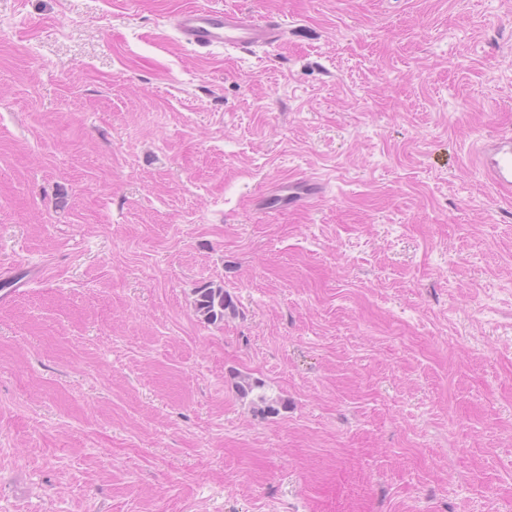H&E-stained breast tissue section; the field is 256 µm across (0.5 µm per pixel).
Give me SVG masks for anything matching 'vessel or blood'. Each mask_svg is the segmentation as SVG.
Returning <instances> with one entry per match:
<instances>
[{
	"label": "vessel or blood",
	"instance_id": "b4317fda",
	"mask_svg": "<svg viewBox=\"0 0 512 512\" xmlns=\"http://www.w3.org/2000/svg\"><path fill=\"white\" fill-rule=\"evenodd\" d=\"M173 28L185 44L200 50L224 48L252 52L282 41L287 24L277 17H257L237 9L190 7L179 11ZM478 163L483 177L500 189L512 188V134L482 143Z\"/></svg>",
	"mask_w": 512,
	"mask_h": 512
}]
</instances>
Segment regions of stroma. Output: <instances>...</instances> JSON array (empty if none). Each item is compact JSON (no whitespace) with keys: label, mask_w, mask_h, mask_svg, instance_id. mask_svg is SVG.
Returning <instances> with one entry per match:
<instances>
[{"label":"stroma","mask_w":512,"mask_h":512,"mask_svg":"<svg viewBox=\"0 0 512 512\" xmlns=\"http://www.w3.org/2000/svg\"><path fill=\"white\" fill-rule=\"evenodd\" d=\"M500 132L512 0H0V512H512ZM173 28L182 42L199 50L221 47L242 52L273 46L288 32V25L278 17L211 7L182 9L174 16ZM478 163L483 177L495 187H512V134L501 133L478 148ZM235 308L231 294L224 288L206 286L196 291L195 310L207 322H221L227 311L234 312Z\"/></svg>","instance_id":"obj_1"}]
</instances>
